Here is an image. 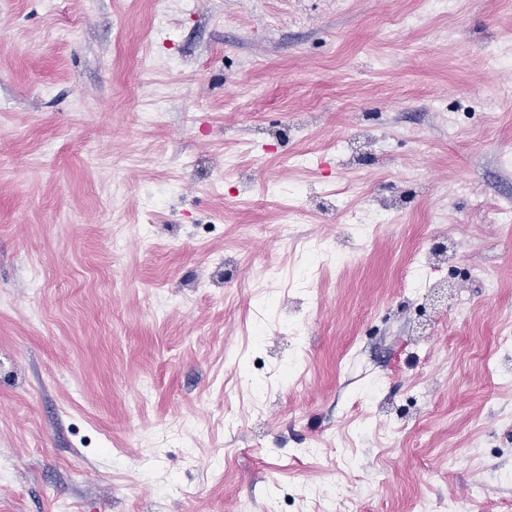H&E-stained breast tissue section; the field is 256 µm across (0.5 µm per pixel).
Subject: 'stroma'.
I'll use <instances>...</instances> for the list:
<instances>
[{
    "label": "stroma",
    "mask_w": 512,
    "mask_h": 512,
    "mask_svg": "<svg viewBox=\"0 0 512 512\" xmlns=\"http://www.w3.org/2000/svg\"><path fill=\"white\" fill-rule=\"evenodd\" d=\"M498 55L512 0H0V512L512 504Z\"/></svg>",
    "instance_id": "stroma-1"
}]
</instances>
